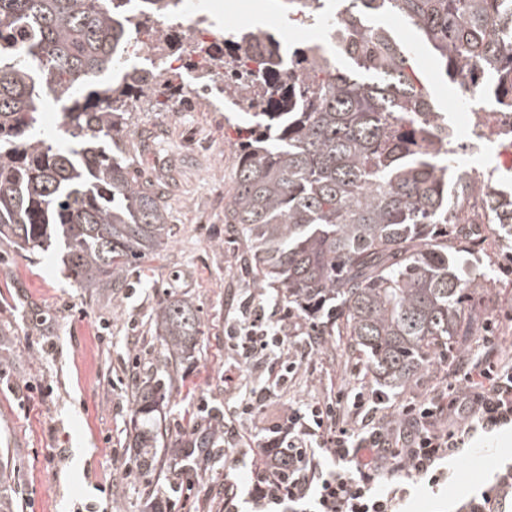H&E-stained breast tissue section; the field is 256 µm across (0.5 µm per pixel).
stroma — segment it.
Here are the masks:
<instances>
[{
    "mask_svg": "<svg viewBox=\"0 0 512 512\" xmlns=\"http://www.w3.org/2000/svg\"><path fill=\"white\" fill-rule=\"evenodd\" d=\"M420 61L440 112L469 109L432 56L422 54ZM163 94L153 85L129 115L133 134L124 149L143 175L152 160L138 132L161 118ZM251 122L247 112L228 121L203 108L194 124L172 127L160 148L189 171L186 182L166 194L172 241L130 269L119 287L83 290L57 253H18L0 243V450L14 469L20 512H144L147 501L165 499L173 501L172 512H220L223 440L215 441L208 470L187 476L177 460L194 421L223 425L225 404L257 381L224 341L240 302L260 290L233 225L224 221L239 156L237 129ZM463 248L464 261L487 278L471 297L472 311L497 321L499 350L512 357V262L503 258L512 238L496 229ZM171 295L189 302L202 321L187 361L171 358L155 333L156 309ZM481 340L478 332L459 339L449 360L434 359L407 386L391 390L392 401L430 394ZM357 360L343 340L325 337L276 387L275 403L322 399L331 384L351 382ZM228 372L237 378L233 393L224 389ZM151 376L173 385L155 450L165 465L155 472L139 468L130 425L137 383ZM485 445L455 465L440 496L415 485L410 512H437L440 500L472 494L495 463L512 459V431L491 435Z\"/></svg>",
    "mask_w": 512,
    "mask_h": 512,
    "instance_id": "35a3bbf8",
    "label": "stroma"
}]
</instances>
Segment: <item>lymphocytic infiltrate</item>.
<instances>
[{
  "label": "lymphocytic infiltrate",
  "mask_w": 512,
  "mask_h": 512,
  "mask_svg": "<svg viewBox=\"0 0 512 512\" xmlns=\"http://www.w3.org/2000/svg\"><path fill=\"white\" fill-rule=\"evenodd\" d=\"M270 316L263 298L244 302L229 337L245 367L257 370L272 359L293 370L292 335L309 350L321 346L300 323L275 324ZM495 326L484 325L481 356L463 360L419 400L398 404L378 389L344 384L264 422L255 450L240 458L250 475L251 512H401L415 484L438 491L450 462L466 455L477 435L512 428V362L498 355ZM510 500L512 463L505 462L454 512H506Z\"/></svg>",
  "instance_id": "lymphocytic-infiltrate-1"
}]
</instances>
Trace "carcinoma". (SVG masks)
<instances>
[{
    "label": "carcinoma",
    "mask_w": 512,
    "mask_h": 512,
    "mask_svg": "<svg viewBox=\"0 0 512 512\" xmlns=\"http://www.w3.org/2000/svg\"><path fill=\"white\" fill-rule=\"evenodd\" d=\"M325 2L310 18L347 65L313 54L320 45L310 40L288 67L311 71L283 82L272 43L265 70L224 90L232 105L257 109L239 131L224 218L238 225L258 283L276 289L289 314L346 337L367 373L397 389L479 329L468 301L484 284L465 273L454 245L468 234L450 205L452 153L434 147L418 119L434 107L414 55L369 20L403 17L445 75L503 91L499 108L512 113V0H337L334 14ZM117 8L116 0H0V243L20 252L57 244L85 290L112 285L172 234L164 187L139 179L118 154L131 133L126 104L153 81L146 70L112 77L128 36ZM47 90L64 102V149L34 133ZM487 204L496 223L512 227V200ZM201 327L182 299L156 309V335L176 357L192 353ZM169 399L159 378L136 390L131 426L143 467L153 463ZM13 482L1 461L0 512H17Z\"/></svg>",
    "instance_id": "1"
}]
</instances>
